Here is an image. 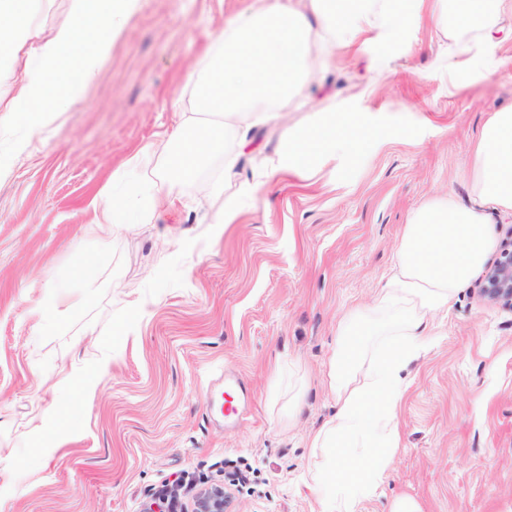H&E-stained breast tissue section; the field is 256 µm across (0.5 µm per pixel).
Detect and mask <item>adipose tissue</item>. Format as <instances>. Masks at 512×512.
<instances>
[{"instance_id":"1","label":"adipose tissue","mask_w":512,"mask_h":512,"mask_svg":"<svg viewBox=\"0 0 512 512\" xmlns=\"http://www.w3.org/2000/svg\"><path fill=\"white\" fill-rule=\"evenodd\" d=\"M137 0H69L70 20L52 38L35 41L29 0H0V67L16 88L0 97V112L26 113L30 98L42 94L39 116L27 121L29 132H42L49 116L66 111L106 61L113 39L131 16ZM512 0H250L213 41L200 72L190 73L174 106L179 123L172 133L180 147L170 153L147 146L132 153L112 174L93 201L92 233L111 244L124 224H151L168 200L166 175L175 170L194 176L207 154L224 149L227 120L266 119L288 98L302 93L321 50L331 63L337 49L362 47L369 35L389 39L402 26L424 18L450 23L456 31H478L481 40L499 47L512 41ZM34 41L39 67L20 64L18 53ZM365 120L347 113H317L309 124L288 134L277 168L301 171L336 155H350L367 139ZM472 202L425 204L411 217L399 240L396 270L380 291L377 320L341 323L338 348L329 372L336 398L333 418L312 445L334 455L316 468L307 488L321 512H356L359 500L376 495L389 470L399 430L397 408L406 389L407 366L430 347L425 318L455 299L494 248L489 211L512 217V107L491 115L475 144L470 167ZM234 176L233 161L212 182L224 207L216 221L233 223L250 205L256 183L244 182L232 197L224 186ZM391 337V344L368 358L366 339Z\"/></svg>"}]
</instances>
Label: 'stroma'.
Returning <instances> with one entry per match:
<instances>
[{"label": "stroma", "mask_w": 512, "mask_h": 512, "mask_svg": "<svg viewBox=\"0 0 512 512\" xmlns=\"http://www.w3.org/2000/svg\"><path fill=\"white\" fill-rule=\"evenodd\" d=\"M249 0H137L108 61L43 135L0 158V512H141L177 484L179 512L222 487L224 512H321L304 481L321 456L312 436L334 414L336 334L370 309L396 265L411 215L436 197L469 205L472 148L492 112L512 106V49L482 48L423 22L313 67L301 96L235 130L223 154L172 177L171 223L131 224L101 248L91 202L139 148L170 136L188 74ZM374 124L352 156L302 174L275 165L288 130L326 103ZM236 159V182L267 174L234 224L212 220L209 183ZM90 264L96 289L74 272ZM473 275L428 317L432 349L407 370L400 446L376 496L357 512H512V310ZM82 298L51 333L49 295ZM155 303L140 316L132 306ZM111 353L94 399L69 394ZM247 389L234 425L212 400ZM66 411L59 436L34 444L41 408Z\"/></svg>", "instance_id": "stroma-1"}]
</instances>
